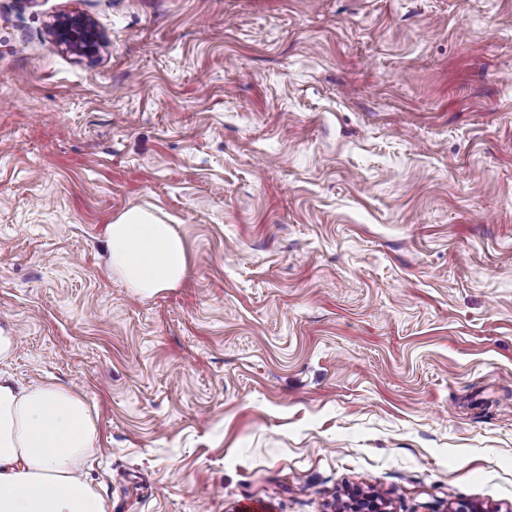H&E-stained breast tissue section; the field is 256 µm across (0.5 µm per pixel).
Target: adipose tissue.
Returning <instances> with one entry per match:
<instances>
[{"label":"adipose tissue","mask_w":512,"mask_h":512,"mask_svg":"<svg viewBox=\"0 0 512 512\" xmlns=\"http://www.w3.org/2000/svg\"><path fill=\"white\" fill-rule=\"evenodd\" d=\"M105 254L135 296L176 287L188 271L183 238L141 207L107 226ZM15 348L11 327L0 326V512H107L79 472L97 434L86 400L56 384L18 385L1 370Z\"/></svg>","instance_id":"ef3b65f1"}]
</instances>
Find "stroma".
<instances>
[{"mask_svg": "<svg viewBox=\"0 0 512 512\" xmlns=\"http://www.w3.org/2000/svg\"><path fill=\"white\" fill-rule=\"evenodd\" d=\"M2 319L109 512H512V0H0ZM57 41L73 54L93 59L103 44L102 37L93 23L79 13H63L51 24ZM110 271L135 296H152L174 288L188 271L185 241L151 211L133 207L122 212L105 233Z\"/></svg>", "mask_w": 512, "mask_h": 512, "instance_id": "1", "label": "stroma"}]
</instances>
